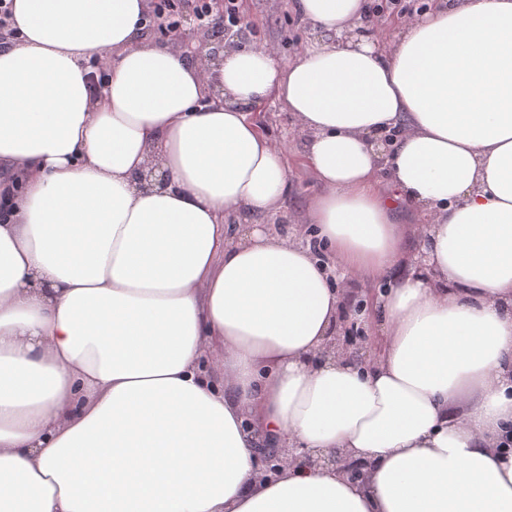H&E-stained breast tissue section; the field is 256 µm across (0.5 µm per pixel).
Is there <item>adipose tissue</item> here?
I'll use <instances>...</instances> for the list:
<instances>
[{
    "instance_id": "obj_1",
    "label": "adipose tissue",
    "mask_w": 512,
    "mask_h": 512,
    "mask_svg": "<svg viewBox=\"0 0 512 512\" xmlns=\"http://www.w3.org/2000/svg\"><path fill=\"white\" fill-rule=\"evenodd\" d=\"M146 2L12 0L0 512H512V0H442L387 47L365 0H295L316 38L287 61L184 58ZM270 100L306 138L311 245L270 223ZM349 273L370 361L328 347ZM262 443L363 475L266 478Z\"/></svg>"
}]
</instances>
